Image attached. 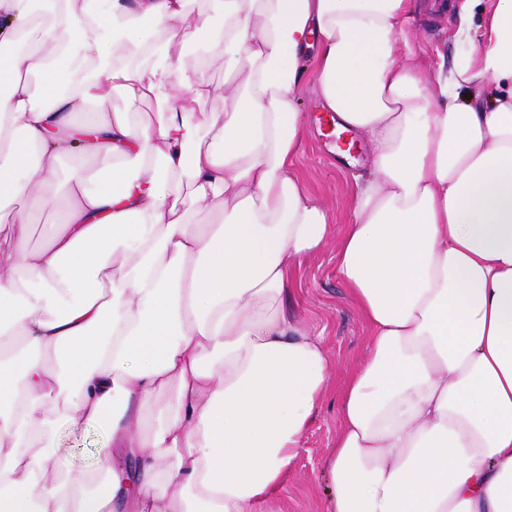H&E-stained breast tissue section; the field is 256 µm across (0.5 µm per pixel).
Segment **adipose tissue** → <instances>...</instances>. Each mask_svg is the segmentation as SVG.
Masks as SVG:
<instances>
[{
  "label": "adipose tissue",
  "instance_id": "adipose-tissue-1",
  "mask_svg": "<svg viewBox=\"0 0 512 512\" xmlns=\"http://www.w3.org/2000/svg\"><path fill=\"white\" fill-rule=\"evenodd\" d=\"M86 3L0 0V512H271L330 388L322 336L284 307L333 232L294 172L308 77L370 155L336 272L371 335L326 512H512V0L429 74L400 61L411 0H215L217 27L191 0ZM187 40L223 85L173 66ZM117 87L127 111L107 109ZM74 150L101 160L95 189L60 172ZM55 187L63 218L26 247ZM63 424L109 448L77 479Z\"/></svg>",
  "mask_w": 512,
  "mask_h": 512
}]
</instances>
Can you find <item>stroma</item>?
I'll list each match as a JSON object with an SVG mask.
<instances>
[{"label": "stroma", "mask_w": 512, "mask_h": 512, "mask_svg": "<svg viewBox=\"0 0 512 512\" xmlns=\"http://www.w3.org/2000/svg\"><path fill=\"white\" fill-rule=\"evenodd\" d=\"M490 5L491 0H445L443 9L436 10L430 0H414L407 24L410 49L402 55V63L433 71L441 61L453 60L458 51L453 33L461 10H468L470 23L476 26ZM301 98V110L307 123L295 172L310 198L325 209L329 223L339 234L352 218L353 176L357 169L331 153L326 138L319 134L315 118L321 113L320 99L313 82L305 83ZM285 303L303 324L322 333L331 364L332 384L273 508L275 512H325L326 483L322 464L340 426L345 382L364 357L370 336L367 323L337 277L335 241H328L322 251L304 261ZM56 445L76 475L96 467L105 451L102 432L92 427L73 430L60 426Z\"/></svg>", "instance_id": "1"}]
</instances>
